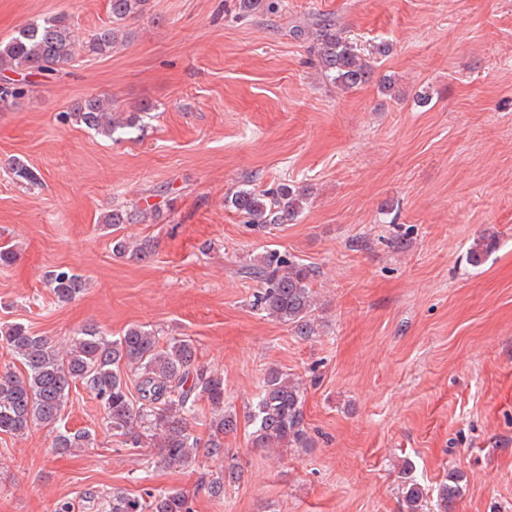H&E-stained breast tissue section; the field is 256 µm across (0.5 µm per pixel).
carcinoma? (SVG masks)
Returning <instances> with one entry per match:
<instances>
[{
    "label": "carcinoma",
    "instance_id": "carcinoma-1",
    "mask_svg": "<svg viewBox=\"0 0 512 512\" xmlns=\"http://www.w3.org/2000/svg\"><path fill=\"white\" fill-rule=\"evenodd\" d=\"M149 0H108L112 24L99 28L86 42L91 54L110 56L129 37L121 25L145 14ZM280 0H239L245 14L276 11ZM314 40L321 74L344 89L368 81L373 73L370 59L353 43L343 39L329 20L318 23ZM76 35L68 17L56 15L33 19L0 46V70H29L46 77L58 76L74 57ZM28 93V84L9 80L0 84V107H8ZM68 116L78 125L112 138L126 128L141 126L137 112H115L112 100L89 96L75 102ZM19 182L34 186L40 178L19 158L8 163ZM252 226L265 229L296 220L304 209L305 194L282 184L268 190L239 189L226 197ZM160 212L117 206L102 218L103 228L117 230L123 224L146 223ZM150 238H112V253L119 259L142 262L156 251ZM497 239L483 236L470 249V261L478 265L495 250ZM260 288L253 306L265 316L288 325L299 336L317 333L313 289L315 271L287 253L270 250L258 255L248 266ZM45 286L59 303H69L87 288L85 278L67 268L51 270ZM0 346L7 349L21 369L0 368V433L22 436L34 426H52L61 416L71 386L80 383L101 404L104 425L131 448L157 449L147 464L164 468H186L198 453L224 460V439L237 432L238 415L224 408V376L200 363L198 349L187 337L164 340L156 330L131 325L122 335L108 338L94 324L84 326L69 342L61 345L30 331L23 323L0 324ZM135 377L130 391L125 372ZM210 411L208 436L195 434L201 405ZM252 426V444L278 452L282 448H306L308 436L303 412L302 389L298 381L271 367L265 373L258 399L247 416ZM94 437L87 431L60 432L53 448L71 452L85 448ZM224 467L210 471L201 486L212 497L224 495ZM461 476L452 472L438 489L442 512H455L462 494ZM401 506L418 512L424 489L411 479L401 488ZM107 512H191L186 492L178 489L147 493V498L129 497L112 491L104 504Z\"/></svg>",
    "mask_w": 512,
    "mask_h": 512
}]
</instances>
